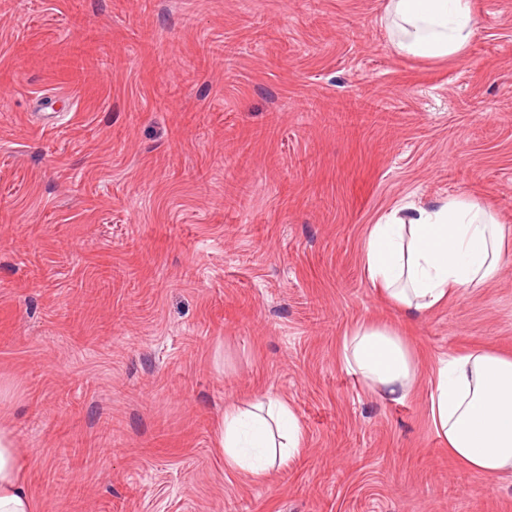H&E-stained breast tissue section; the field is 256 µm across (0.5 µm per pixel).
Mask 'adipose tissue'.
I'll return each mask as SVG.
<instances>
[{
  "mask_svg": "<svg viewBox=\"0 0 512 512\" xmlns=\"http://www.w3.org/2000/svg\"><path fill=\"white\" fill-rule=\"evenodd\" d=\"M383 20L397 53L439 60L462 55L474 35L472 0H387ZM505 228L479 201L451 197L431 206L401 204L372 224L363 264L371 288L395 308L421 315L461 288L493 280ZM344 367L372 392L406 399L420 367L399 330L361 322L346 331ZM430 415L448 452L487 478L512 475V356L474 349L439 369ZM217 446L226 468L260 479L297 458L305 433L287 402L267 394L225 405ZM13 431L0 422V512H33Z\"/></svg>",
  "mask_w": 512,
  "mask_h": 512,
  "instance_id": "adipose-tissue-1",
  "label": "adipose tissue"
}]
</instances>
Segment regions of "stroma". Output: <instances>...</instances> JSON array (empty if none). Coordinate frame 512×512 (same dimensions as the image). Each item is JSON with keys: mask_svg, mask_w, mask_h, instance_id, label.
I'll use <instances>...</instances> for the list:
<instances>
[{"mask_svg": "<svg viewBox=\"0 0 512 512\" xmlns=\"http://www.w3.org/2000/svg\"><path fill=\"white\" fill-rule=\"evenodd\" d=\"M442 61L386 0H0V419L34 512H512L430 418L443 359L512 355V252L407 317L370 224L467 195L512 237V0ZM421 370L392 402L341 364L359 322ZM271 393L302 453L227 470L228 402Z\"/></svg>", "mask_w": 512, "mask_h": 512, "instance_id": "35a3bbf8", "label": "stroma"}]
</instances>
